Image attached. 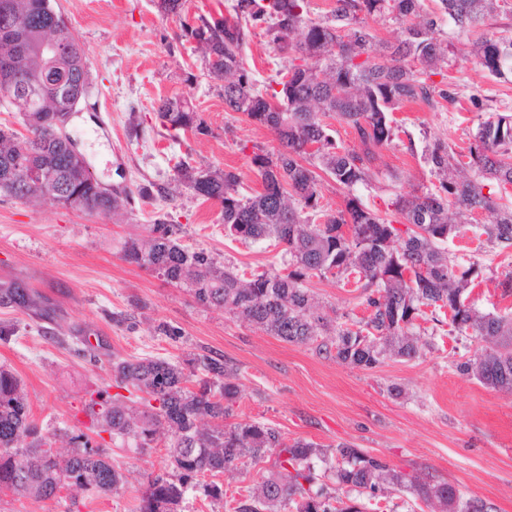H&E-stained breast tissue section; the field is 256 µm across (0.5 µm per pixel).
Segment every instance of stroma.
Wrapping results in <instances>:
<instances>
[{
	"mask_svg": "<svg viewBox=\"0 0 512 512\" xmlns=\"http://www.w3.org/2000/svg\"><path fill=\"white\" fill-rule=\"evenodd\" d=\"M89 59L90 92L70 116L65 130L93 177L105 188L129 192L112 217L66 208L43 198L33 202L0 195V365L21 378L34 423L49 435L58 456H67L69 436L87 431L84 404L98 390L116 394L109 361L161 358L187 364L198 354L224 357L239 370L236 419H255L279 428L289 439L323 448L344 443L381 458L391 468L448 482L462 497L512 512V392L482 384L459 370V363L482 355L487 344L475 333L448 335L445 328L422 332L417 358H392L365 369L268 335L220 307L198 305L182 285L122 257V244L147 236L163 220L180 227L188 248L210 251L219 265L240 277L263 269L286 268L284 244L229 237L222 207L189 191L165 199L141 197L143 186L165 185L174 166L235 169L239 191L261 187L250 150L240 143L274 150L278 142L265 127L229 111L214 83L201 73L192 41L181 38L178 20L159 14L154 0H57ZM455 53L448 73L459 105L429 108L407 103L397 112L411 134L408 142L377 148L372 177L348 191L323 179L320 209H344L356 196L376 212L387 211L399 195L436 185L423 155L440 139L468 151L479 122L470 110L478 96L493 112L512 113V76L487 78L453 23L439 22ZM244 63L258 89H266L285 69L262 29L251 30ZM194 83H185L186 73ZM189 97L206 130L170 137L156 117L160 98ZM480 212L445 245L474 263L479 276L466 292L483 313L511 315L512 251L480 237L490 223ZM25 288L29 306L5 303L9 286ZM326 313L339 322L367 317L360 289L332 278L305 281ZM179 337L157 331L159 324ZM106 461L122 473V489L71 498L34 499L0 492V512H136L150 477L172 473L164 447L140 455L120 438L103 441Z\"/></svg>",
	"mask_w": 512,
	"mask_h": 512,
	"instance_id": "35a3bbf8",
	"label": "stroma"
}]
</instances>
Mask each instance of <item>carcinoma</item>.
Segmentation results:
<instances>
[{
    "label": "carcinoma",
    "mask_w": 512,
    "mask_h": 512,
    "mask_svg": "<svg viewBox=\"0 0 512 512\" xmlns=\"http://www.w3.org/2000/svg\"><path fill=\"white\" fill-rule=\"evenodd\" d=\"M336 0L322 20L309 16L308 0H234L227 13L197 14L187 21L186 0H156L159 11L181 18L182 36L194 41L203 74L216 83L224 106L276 136L279 147L258 150L252 163L262 192L239 193L240 175L233 169L175 165V188L221 204L224 231L244 241L273 237L287 246L292 270L264 269L243 279L217 265L203 248L178 243L179 225H152L144 242L124 243V258L146 267L167 282L186 286L195 301L217 306L285 342L308 344L331 337L319 349H336V359L374 368L391 357L419 355L414 321L448 326V334L473 331L491 344L483 356L460 365L483 384L512 390V317L482 314L466 303L465 292L477 274L474 264L449 256L442 244L456 235L475 213L487 212V241L512 250V208H501L493 193L512 186V114L498 113L477 125L469 161L461 160L447 142L427 146L426 162L438 180L435 191L399 195L392 202L406 230L364 206L346 199L345 208L320 211L319 186L326 174L350 190L369 179L373 148L399 139L403 126L394 117L404 104L431 108L442 99L458 102L448 79L453 44L439 37L446 16L458 35L468 38L467 54L487 77L512 73V35L486 29L488 17L507 13L502 0ZM387 16L402 28L393 43H380L366 25L369 16ZM17 31L24 49L13 54L0 43V57H9L18 78L37 80L53 66L41 52L47 37L64 46L58 81L35 98L6 93L0 85V108L15 112L29 132L0 128V194L32 201L48 197L58 204L116 212L124 198L107 191L92 176L81 154L70 148L50 119L87 94L89 61L55 0H0V27ZM261 28L273 49L289 64L271 93L256 88L243 53L250 29ZM441 77L440 81L433 77ZM167 129L203 133L205 127L185 96L161 98L155 108ZM331 114L356 133L361 148L348 149L331 135L325 118ZM354 276L365 295L367 318L355 330L335 323L314 294L303 286L309 276ZM191 372H201L196 387L184 368L163 359L112 357L116 387L144 393L137 404L117 393L85 404L91 428L121 436L137 451L159 444L167 448L174 475L156 476L140 498L138 512H177L197 478L232 474L274 458L271 469L242 498L226 497L222 486L207 484L209 494L224 500L225 512H361L345 505L324 487L313 489V459L326 461L327 451L288 438L276 427L256 420L230 423L238 395V370L224 359L199 355ZM49 439L31 420L22 380L0 366V491L36 499L56 497L62 484L72 496L113 492L123 476L80 433L65 458L44 450ZM336 484L381 501L393 491L420 498L430 512H493L481 499H463L446 482L398 471L378 457L339 444L333 449Z\"/></svg>",
    "instance_id": "1"
}]
</instances>
